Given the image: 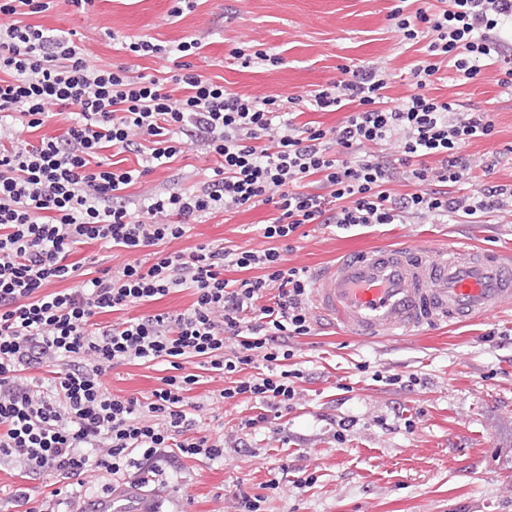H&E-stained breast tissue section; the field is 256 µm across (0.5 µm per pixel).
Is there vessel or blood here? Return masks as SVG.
<instances>
[{
    "label": "vessel or blood",
    "instance_id": "obj_1",
    "mask_svg": "<svg viewBox=\"0 0 512 512\" xmlns=\"http://www.w3.org/2000/svg\"><path fill=\"white\" fill-rule=\"evenodd\" d=\"M312 301L327 321L365 341L465 324L512 305V255L455 245L347 253L318 272Z\"/></svg>",
    "mask_w": 512,
    "mask_h": 512
}]
</instances>
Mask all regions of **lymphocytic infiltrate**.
Instances as JSON below:
<instances>
[{"label":"lymphocytic infiltrate","instance_id":"f902f5d3","mask_svg":"<svg viewBox=\"0 0 512 512\" xmlns=\"http://www.w3.org/2000/svg\"><path fill=\"white\" fill-rule=\"evenodd\" d=\"M51 2L0 0V125L19 115L37 128L54 108L71 116L59 135L34 144L14 134L0 147V461L22 475L97 473L108 496L187 459L223 460V438L196 429L189 393L198 374L164 377L141 398L112 395L104 375L133 362L199 359L230 380L213 403L243 398L259 405V421L281 418L303 377L288 366V341L312 329L313 282L278 247L301 225L444 224L512 208V187L504 185L448 195V185L472 177L463 146L490 136L494 124L488 113L428 92L442 69L471 80L485 64L499 65L501 86L512 88V59L501 54L512 0H448L434 14L394 7L390 19L404 41L427 53L412 70L414 93L399 103L386 96L389 74L375 63L305 100L251 98L194 72L165 81L131 76L122 65L92 67L70 38L28 24ZM169 81L181 96L167 91ZM346 106V120L328 130L298 121L305 108ZM193 145L214 161L199 186L136 202L127 196ZM107 150L144 163L114 167L102 159ZM314 181L316 193L308 190ZM395 182L415 190L395 193ZM260 205L274 208L262 227L271 247L161 249L189 225ZM92 244L153 254L89 279L77 252ZM67 279L75 287L52 290ZM178 288L193 292L185 311L105 327L93 321ZM258 362L262 372L246 374ZM43 368L50 376H40ZM31 502L28 487H18L10 512L97 508L67 486L40 507Z\"/></svg>","mask_w":512,"mask_h":512}]
</instances>
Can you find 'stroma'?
<instances>
[{
    "mask_svg": "<svg viewBox=\"0 0 512 512\" xmlns=\"http://www.w3.org/2000/svg\"><path fill=\"white\" fill-rule=\"evenodd\" d=\"M398 0H197L192 11L170 15L172 0H94L78 10L69 0L29 16V23L72 33L89 65H125L131 75L163 76L173 61L119 50L113 36L175 45L196 39L195 72L253 97H307L341 79L345 66L378 62L390 73L387 96L402 101L414 91L411 71L425 60L421 45L407 46L388 15ZM259 45L279 54L277 67L242 68L232 49ZM498 66L471 80L444 70L432 93L469 112H485L491 136L467 143L464 154L498 157L482 184L512 185V91L499 85ZM199 151L181 154L129 189H188L204 177ZM273 214L262 205L219 213L193 225L168 251L191 252L204 243L270 247L261 223ZM457 241L512 249V215L494 213L470 224H383L347 230L305 224L290 237L288 264L309 272L335 263L339 254L385 245L424 246ZM190 291L155 303L97 316L107 326L157 312L179 313ZM292 359L304 373L293 408L282 418L244 427L258 414L239 398L211 403L224 377L205 372L192 391L201 405V430L224 435L220 463L188 459L144 485L140 494L157 512H234L236 489L264 496L265 512H512V306L472 324L443 325L425 332L362 342L317 318L310 334L291 338ZM170 363L128 364L104 377L114 395L142 396L173 375ZM394 374L416 375L402 387ZM352 427L337 442L341 421ZM311 484L297 487L298 479ZM277 489H270V482Z\"/></svg>",
    "mask_w": 512,
    "mask_h": 512,
    "instance_id": "1",
    "label": "stroma"
}]
</instances>
